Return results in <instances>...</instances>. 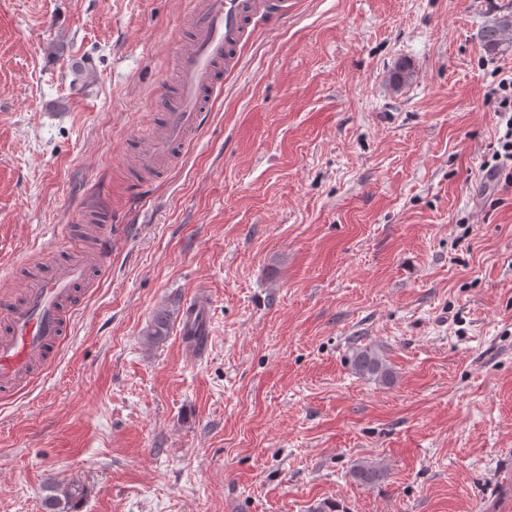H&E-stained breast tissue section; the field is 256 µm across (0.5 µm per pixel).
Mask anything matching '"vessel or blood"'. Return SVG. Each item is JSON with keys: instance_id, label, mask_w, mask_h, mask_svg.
I'll return each mask as SVG.
<instances>
[{"instance_id": "b4317fda", "label": "vessel or blood", "mask_w": 512, "mask_h": 512, "mask_svg": "<svg viewBox=\"0 0 512 512\" xmlns=\"http://www.w3.org/2000/svg\"><path fill=\"white\" fill-rule=\"evenodd\" d=\"M285 13L281 0H197L189 19L193 36L180 54L175 89L159 98L164 120L153 136L139 141L134 155L142 174L176 165L183 148L198 135L217 78L236 68L252 18L261 15L271 22ZM111 256V239L98 238L91 249L34 277L21 303L0 304V324L5 327L0 333L1 396L16 394L50 348L67 336L77 288L88 285ZM208 309L202 298L186 307L183 335H208Z\"/></svg>"}]
</instances>
